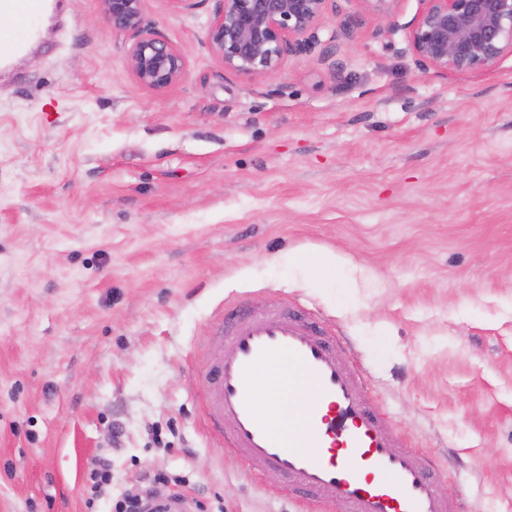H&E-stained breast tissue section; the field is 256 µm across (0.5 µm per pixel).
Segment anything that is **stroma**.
Wrapping results in <instances>:
<instances>
[{"label": "stroma", "instance_id": "35a3bbf8", "mask_svg": "<svg viewBox=\"0 0 512 512\" xmlns=\"http://www.w3.org/2000/svg\"><path fill=\"white\" fill-rule=\"evenodd\" d=\"M217 0H143L187 56L142 88L98 0L0 72V512H85L157 472L189 512H299L205 426V348L241 299L309 308L464 512H512V56L421 70L400 0L258 84L205 45ZM333 252L335 275L292 264ZM89 489L90 497L85 501L86 512H96L95 503L111 485L112 482V464L111 460L107 457H99L93 462L89 473Z\"/></svg>", "mask_w": 512, "mask_h": 512}]
</instances>
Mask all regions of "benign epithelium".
<instances>
[{
  "mask_svg": "<svg viewBox=\"0 0 512 512\" xmlns=\"http://www.w3.org/2000/svg\"><path fill=\"white\" fill-rule=\"evenodd\" d=\"M143 0H99L101 17L115 32L129 34V68L137 83L163 91L182 81L187 58L155 33ZM206 45L226 74L259 83L291 57L319 43L334 0H218ZM364 16H392L400 0H359ZM408 42L418 66L466 74L493 68L512 55V0H421Z\"/></svg>",
  "mask_w": 512,
  "mask_h": 512,
  "instance_id": "1",
  "label": "benign epithelium"
}]
</instances>
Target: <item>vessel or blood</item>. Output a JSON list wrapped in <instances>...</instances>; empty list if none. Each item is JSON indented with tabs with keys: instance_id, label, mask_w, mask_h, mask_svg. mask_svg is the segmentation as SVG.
<instances>
[{
	"instance_id": "b4317fda",
	"label": "vessel or blood",
	"mask_w": 512,
	"mask_h": 512,
	"mask_svg": "<svg viewBox=\"0 0 512 512\" xmlns=\"http://www.w3.org/2000/svg\"><path fill=\"white\" fill-rule=\"evenodd\" d=\"M47 0H0V63L40 41ZM205 382L209 430L255 471L273 470L307 512H459L426 455L404 449L381 408L366 400L344 351L304 314L270 304L224 307ZM287 359L311 398L298 438H282L247 392L259 362ZM232 432H225V425Z\"/></svg>"
}]
</instances>
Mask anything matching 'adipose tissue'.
Returning a JSON list of instances; mask_svg holds the SVG:
<instances>
[{
    "label": "adipose tissue",
    "mask_w": 512,
    "mask_h": 512,
    "mask_svg": "<svg viewBox=\"0 0 512 512\" xmlns=\"http://www.w3.org/2000/svg\"><path fill=\"white\" fill-rule=\"evenodd\" d=\"M248 392L273 424L284 430L290 418L300 415L308 401L309 388L290 379L282 362L266 361L250 380Z\"/></svg>",
    "instance_id": "adipose-tissue-1"
}]
</instances>
